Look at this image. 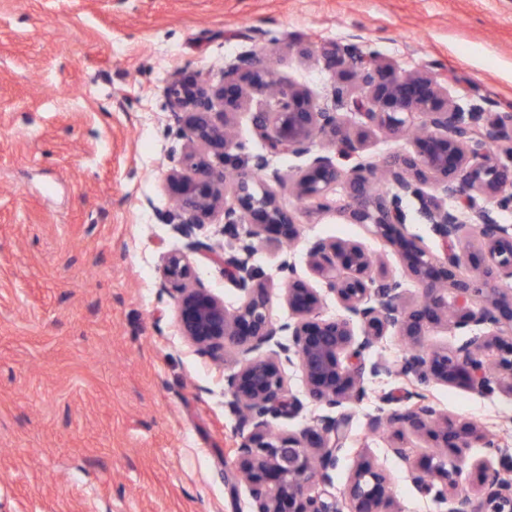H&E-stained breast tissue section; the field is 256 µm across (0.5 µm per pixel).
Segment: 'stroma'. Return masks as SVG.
<instances>
[{
  "instance_id": "obj_1",
  "label": "stroma",
  "mask_w": 512,
  "mask_h": 512,
  "mask_svg": "<svg viewBox=\"0 0 512 512\" xmlns=\"http://www.w3.org/2000/svg\"><path fill=\"white\" fill-rule=\"evenodd\" d=\"M350 37L512 109V0H0V512H251L232 484L222 371L177 335L157 288L163 254L186 247L163 222L182 146L163 87L253 48L326 102L336 77L301 50ZM283 202L301 229L298 274L318 291L306 256L318 238L360 240L401 274L370 229ZM408 390L383 376L350 406L336 484L366 452L401 512H448L368 427L381 397L399 408ZM430 392L498 433L501 455L474 457H512V395Z\"/></svg>"
}]
</instances>
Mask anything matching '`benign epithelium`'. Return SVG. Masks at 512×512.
<instances>
[{
    "instance_id": "7a95c632",
    "label": "benign epithelium",
    "mask_w": 512,
    "mask_h": 512,
    "mask_svg": "<svg viewBox=\"0 0 512 512\" xmlns=\"http://www.w3.org/2000/svg\"><path fill=\"white\" fill-rule=\"evenodd\" d=\"M322 56L338 76L329 105L278 80L254 50L225 63L216 82L181 71L167 80L166 108L183 145L166 176L174 205L164 223L188 243L187 250L162 256L160 293L172 299L177 330L196 355L222 366L224 354H233L223 372L224 397L237 423L238 479L253 512H399L391 474L367 454L339 497L334 481L350 423L344 408L364 400L369 381L393 374L412 384L410 404L378 409L369 427L391 428L387 453L403 464L416 489L448 503V512H512V459L494 467L473 458L476 445L489 455L499 445L483 426L451 418L423 393L443 385L479 396L512 394V292L498 288L512 281V224L500 221L512 210V110L491 112L471 95L453 96L448 79L399 72L351 41L323 49ZM351 80L364 94L353 93ZM341 109L358 116L355 133L345 129ZM241 112L251 113L267 153L246 152L237 132ZM415 126L421 133L414 152L363 160L347 172L321 148L328 141L352 153L372 129L399 139ZM280 154L304 157L307 164L286 176L271 164ZM377 178L385 190L373 188ZM338 185L345 190L339 205L328 197ZM282 190L333 210L343 224L371 227L403 275L388 273L384 259L358 240L319 238L308 248V264L340 314H324L322 296L285 254L278 270L289 315L274 319L272 288L253 259L266 244L300 237ZM408 199L441 241L443 256L408 231ZM214 213L224 217L227 252L198 238ZM196 255L221 267L239 294L238 306L228 308L197 279ZM468 263L477 274L466 278L460 270ZM408 280L421 288L415 300L407 296ZM434 328L459 342L450 349L424 344ZM389 334L410 348L395 365L373 357ZM287 366L299 369L307 397L322 412L296 432L274 433L273 422L305 408L288 391ZM409 436L431 442L435 453L414 460L405 446ZM467 466L481 473L473 492L460 485Z\"/></svg>"
}]
</instances>
